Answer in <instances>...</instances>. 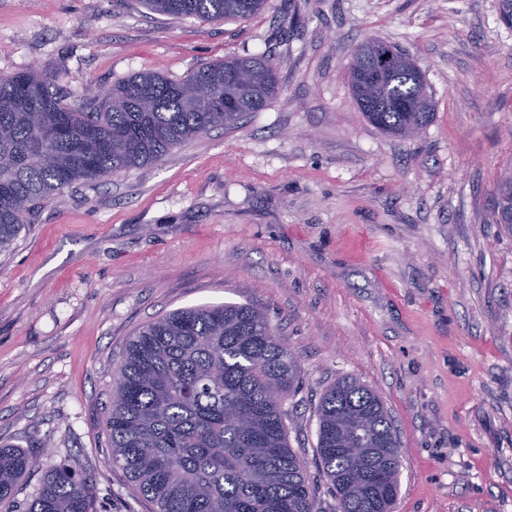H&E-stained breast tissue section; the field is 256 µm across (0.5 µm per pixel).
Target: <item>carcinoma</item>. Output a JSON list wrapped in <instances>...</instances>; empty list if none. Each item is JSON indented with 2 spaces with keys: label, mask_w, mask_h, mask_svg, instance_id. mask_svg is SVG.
Here are the masks:
<instances>
[{
  "label": "carcinoma",
  "mask_w": 512,
  "mask_h": 512,
  "mask_svg": "<svg viewBox=\"0 0 512 512\" xmlns=\"http://www.w3.org/2000/svg\"><path fill=\"white\" fill-rule=\"evenodd\" d=\"M266 0H142L152 13L203 21L258 16ZM352 94L382 131L413 137L432 121L425 73L404 50L369 41L349 65ZM282 92L266 57H226L181 80L144 70L82 105L36 70L0 77V252L26 216L76 184L151 167L216 127H237ZM494 221L512 229V176L498 184ZM299 367L265 309L207 305L170 312L130 340L112 386L105 431L112 462L152 512H316L305 463L290 448L288 398ZM376 391L353 379L317 407V457L337 512H392L401 460ZM37 458L0 448V512ZM25 512H95L83 472H49Z\"/></svg>",
  "instance_id": "obj_1"
}]
</instances>
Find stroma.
<instances>
[{
  "mask_svg": "<svg viewBox=\"0 0 512 512\" xmlns=\"http://www.w3.org/2000/svg\"><path fill=\"white\" fill-rule=\"evenodd\" d=\"M504 0H268L206 22L139 0H0V76H56L71 104L145 69L179 80L227 56L273 60L283 93L145 170L41 202L0 254V446L71 462L96 512H150L113 463V375L144 324L253 304L300 368L290 445L317 512L316 408L339 378L378 392L399 440L394 512H512V170ZM374 38L409 50L435 114L418 137L372 125L348 82ZM493 216L496 224H506L512 229V176H506L498 184Z\"/></svg>",
  "mask_w": 512,
  "mask_h": 512,
  "instance_id": "35a3bbf8",
  "label": "stroma"
}]
</instances>
